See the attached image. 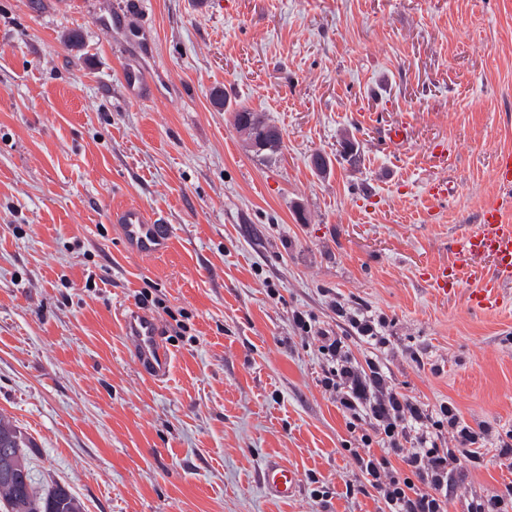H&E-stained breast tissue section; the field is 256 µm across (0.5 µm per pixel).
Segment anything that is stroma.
<instances>
[{"label": "stroma", "mask_w": 512, "mask_h": 512, "mask_svg": "<svg viewBox=\"0 0 512 512\" xmlns=\"http://www.w3.org/2000/svg\"><path fill=\"white\" fill-rule=\"evenodd\" d=\"M243 105L281 130L277 158L234 127ZM508 149L512 0H0V417L38 489L82 512H380L346 490L359 435L294 322L363 359L341 305L385 318L397 391L487 429L449 512L504 491L512 282L477 314L429 276ZM128 205L169 227L167 254L125 249ZM128 307L163 329L164 381L134 360ZM269 459L297 496L264 491Z\"/></svg>", "instance_id": "1"}]
</instances>
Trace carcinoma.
<instances>
[{
    "label": "carcinoma",
    "mask_w": 512,
    "mask_h": 512,
    "mask_svg": "<svg viewBox=\"0 0 512 512\" xmlns=\"http://www.w3.org/2000/svg\"><path fill=\"white\" fill-rule=\"evenodd\" d=\"M235 124L250 127L269 126L266 113L247 107L234 110ZM21 433L8 421L0 417V464L5 462L3 449L22 448ZM0 505L5 512H80V506L69 491L56 486L45 492L37 490L28 466L24 465L12 481L0 483Z\"/></svg>",
    "instance_id": "carcinoma-1"
}]
</instances>
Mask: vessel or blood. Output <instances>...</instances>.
Listing matches in <instances>:
<instances>
[{"mask_svg": "<svg viewBox=\"0 0 512 512\" xmlns=\"http://www.w3.org/2000/svg\"><path fill=\"white\" fill-rule=\"evenodd\" d=\"M494 179L499 186L484 203L481 222L456 242L455 265L434 271L431 286L442 293L466 288L472 311L487 313L499 307L497 286L512 281V153L499 155ZM113 223L119 224L126 248L142 256H161L169 251L172 238L166 225L154 223L145 209L129 206L113 212ZM491 257L490 268L477 266L476 257ZM126 336L133 344L134 359L142 371L154 380L167 378L171 356L160 338V326L150 315L129 310L122 316ZM263 487L271 495L295 497L300 479L295 469L271 459L263 466Z\"/></svg>", "mask_w": 512, "mask_h": 512, "instance_id": "vessel-or-blood-1", "label": "vessel or blood"}]
</instances>
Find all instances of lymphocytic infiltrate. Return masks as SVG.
Returning a JSON list of instances; mask_svg holds the SVG:
<instances>
[{
    "label": "lymphocytic infiltrate",
    "mask_w": 512,
    "mask_h": 512,
    "mask_svg": "<svg viewBox=\"0 0 512 512\" xmlns=\"http://www.w3.org/2000/svg\"><path fill=\"white\" fill-rule=\"evenodd\" d=\"M297 326L318 342L328 363L321 385L335 392L336 401L350 420L370 421V433L362 434L361 448L350 455L365 486L376 491L384 512H448L456 488L454 472L461 460L477 462L481 437L462 422L455 408L440 404L438 414L424 412L389 383L378 362L355 360L341 337L316 327L303 315ZM449 428L453 448L441 446L438 431ZM379 441L381 455L371 454Z\"/></svg>",
    "instance_id": "obj_1"
}]
</instances>
